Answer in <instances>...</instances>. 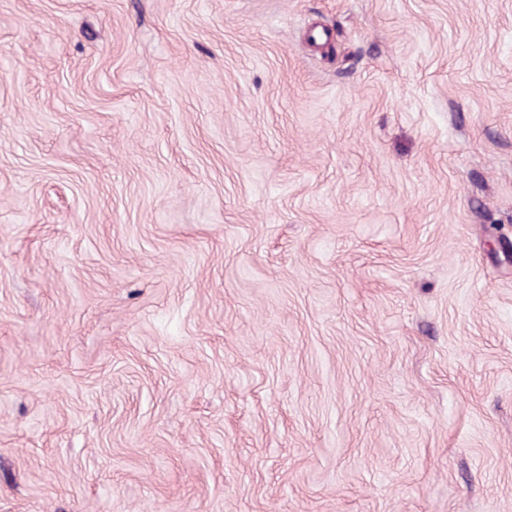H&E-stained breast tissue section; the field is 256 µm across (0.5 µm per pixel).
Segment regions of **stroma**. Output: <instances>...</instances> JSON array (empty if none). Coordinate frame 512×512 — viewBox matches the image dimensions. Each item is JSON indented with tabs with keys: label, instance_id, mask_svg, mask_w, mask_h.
<instances>
[{
	"label": "stroma",
	"instance_id": "35a3bbf8",
	"mask_svg": "<svg viewBox=\"0 0 512 512\" xmlns=\"http://www.w3.org/2000/svg\"><path fill=\"white\" fill-rule=\"evenodd\" d=\"M0 512H512V0H0Z\"/></svg>",
	"mask_w": 512,
	"mask_h": 512
}]
</instances>
